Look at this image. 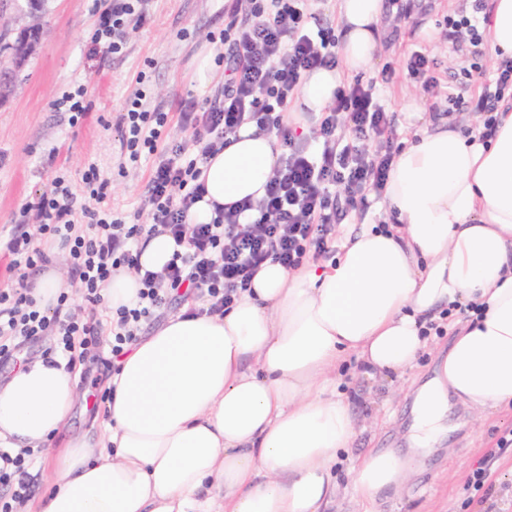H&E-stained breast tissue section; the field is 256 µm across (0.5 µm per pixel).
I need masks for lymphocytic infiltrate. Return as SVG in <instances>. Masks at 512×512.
<instances>
[{
    "mask_svg": "<svg viewBox=\"0 0 512 512\" xmlns=\"http://www.w3.org/2000/svg\"><path fill=\"white\" fill-rule=\"evenodd\" d=\"M150 0H112L97 14L91 42L94 50L122 53L131 31L151 21ZM249 16L230 22L220 43L232 46L234 64L229 82L214 101L185 102L179 114L187 139L160 147L170 117L151 105L146 89L127 99L122 124L119 174L154 159L143 208L148 221L127 223L108 204L112 180L96 164L81 173V193H74L69 175L56 170L49 186L24 203L19 218L0 239V251L11 259L17 287L0 289V360L16 356L28 343L51 336L55 350L67 359L77 351L100 345L101 324L93 314L105 303L104 289L114 271L137 264L136 247L142 236L161 231L179 246L159 271H144L133 307H121L111 321V353L120 362L137 341L141 325L161 316L173 299L195 298L213 308L231 306L250 288L258 268L274 261L295 268L308 259L333 251L337 200L357 207L367 191H382L392 155H367L361 142L386 139L394 132L392 116L378 103L374 84L354 82L338 90L336 100L318 122L316 137L323 144L312 155L297 142L284 114L302 77L336 64L328 33L307 28L306 0H249ZM468 80L481 86L477 109L485 112L486 129H493V112L512 89V62L489 72L480 64L467 71ZM276 131L282 153L266 194L259 202L243 201L218 210L208 224L190 221V210L203 194L197 178L200 167L220 150L227 135L244 122ZM353 141H344L343 130ZM252 223H241L244 212ZM58 242L87 307L78 313L68 294H60L52 313L41 311L24 279L27 269L48 260L40 243ZM37 452L0 450V512H20L30 494L29 469Z\"/></svg>",
    "mask_w": 512,
    "mask_h": 512,
    "instance_id": "f902f5d3",
    "label": "lymphocytic infiltrate"
}]
</instances>
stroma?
Wrapping results in <instances>:
<instances>
[{"label": "stroma", "instance_id": "1", "mask_svg": "<svg viewBox=\"0 0 512 512\" xmlns=\"http://www.w3.org/2000/svg\"><path fill=\"white\" fill-rule=\"evenodd\" d=\"M408 3L411 20L387 11L384 47L373 69L358 75L362 82L377 83L380 102L395 119L392 146L396 149L414 131L408 118L414 104L450 126L470 130L474 127L470 112L451 110L446 96L460 92L474 102L481 93L465 77L472 48L462 35L450 34L446 23L449 14L469 10V0ZM91 6V0H48L40 47L16 75L20 89L0 98V228L14 224L22 204L45 189L56 168H67L76 177L91 162L112 179V209L133 219L144 202L150 165L141 163L118 176V118L137 87L138 75H145L154 102L175 117L182 101L193 96L189 78L201 45L210 34L245 15L241 0H152L150 24L130 32L123 53L112 56L92 50ZM415 50L434 59L437 88H426L422 80L407 75L405 60ZM388 69L394 76L385 84L381 78ZM80 84L87 87L93 107L73 127L54 102L63 91ZM96 315L103 330L100 347L72 367L82 390H104L112 374L110 318L102 308ZM450 342L447 334L432 337L430 351L401 378L368 376L352 359L342 365L336 389L350 397L357 434L352 448L340 451L334 469L335 512H363L352 485L351 468L358 456L371 450H406L414 392L432 377ZM468 419L462 407L450 408L447 437L388 502L389 512H512V447L497 445L503 433L512 431V413L502 412L473 427ZM489 457L494 464L488 485L468 497L469 476Z\"/></svg>", "mask_w": 512, "mask_h": 512}]
</instances>
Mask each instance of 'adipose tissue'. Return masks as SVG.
<instances>
[{
    "label": "adipose tissue",
    "mask_w": 512,
    "mask_h": 512,
    "mask_svg": "<svg viewBox=\"0 0 512 512\" xmlns=\"http://www.w3.org/2000/svg\"><path fill=\"white\" fill-rule=\"evenodd\" d=\"M339 62L306 74L285 114L331 106L348 76L371 70L384 0H336ZM482 31L495 60L512 59V0H490ZM490 143L468 141L429 113L394 156L383 189L391 224L346 233L325 262H266L229 310L177 313L139 338L107 382L99 434L49 441L74 410H88L66 362L45 355L0 384V446L41 448L51 487L37 512H328L333 465L355 421L336 391L348 358L370 374L402 376L428 348L424 331L451 306L475 305L415 400L413 442L431 447L449 398L476 417L512 405V101ZM276 133L243 124L201 167L191 208L206 224L216 206L260 200L277 166ZM417 465L379 451L360 457L353 484L380 512Z\"/></svg>",
    "instance_id": "adipose-tissue-1"
}]
</instances>
